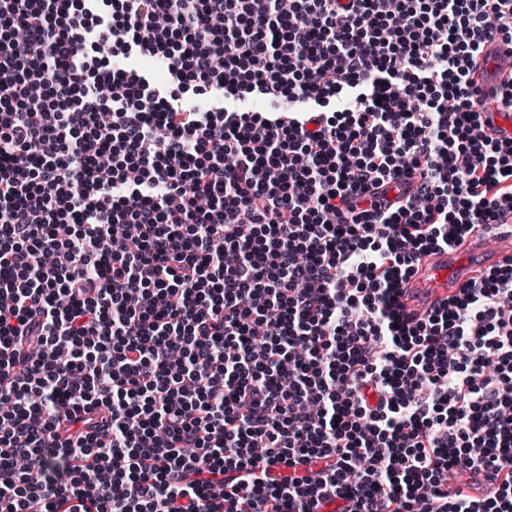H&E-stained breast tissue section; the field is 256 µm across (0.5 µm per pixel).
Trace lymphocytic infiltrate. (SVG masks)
Masks as SVG:
<instances>
[{
  "instance_id": "1",
  "label": "lymphocytic infiltrate",
  "mask_w": 512,
  "mask_h": 512,
  "mask_svg": "<svg viewBox=\"0 0 512 512\" xmlns=\"http://www.w3.org/2000/svg\"><path fill=\"white\" fill-rule=\"evenodd\" d=\"M493 34L512 0H0V512H512V259L397 303L512 213ZM490 55L489 62L485 56ZM471 77L482 91V112L486 133L496 139L512 140V113L502 112L498 94L505 82L512 81V50L497 38L489 39L478 57ZM487 229L481 228L472 233L451 253L439 252L423 258L416 273L402 285L398 298L401 309L407 314L431 310L440 306L448 296L458 293L464 282L479 277L484 272V266L473 264L469 274L456 281L454 274L458 265L449 263V260L456 253L473 257L482 254L484 252L482 241Z\"/></svg>"
}]
</instances>
